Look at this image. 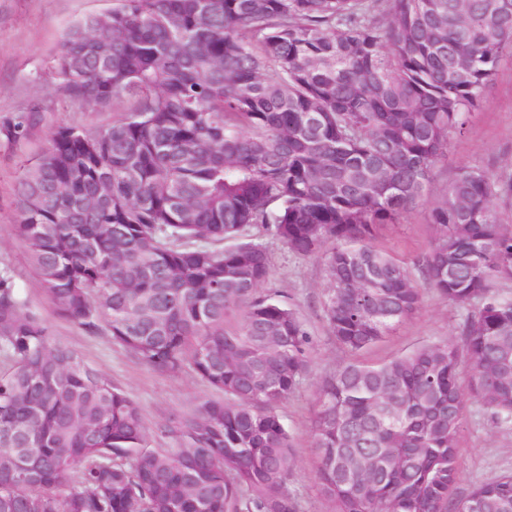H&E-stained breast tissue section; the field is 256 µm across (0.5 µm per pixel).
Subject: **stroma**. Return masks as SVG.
Instances as JSON below:
<instances>
[{
  "label": "stroma",
  "instance_id": "obj_1",
  "mask_svg": "<svg viewBox=\"0 0 512 512\" xmlns=\"http://www.w3.org/2000/svg\"><path fill=\"white\" fill-rule=\"evenodd\" d=\"M115 0H0V125L29 110L40 121L18 140L0 134V272L12 277L28 308L48 324L51 342L77 353L122 388L140 406L147 428L174 412H185L200 398L215 397L213 388L190 369L158 373L141 364L111 336L92 334L60 317L45 292L15 232L17 178L23 164L38 159L51 132L60 126L92 129L118 117L122 105L91 112L64 99L58 90L55 55L69 27L92 14L111 10ZM498 175L512 173V54H505L486 89L481 106L468 117L463 137L454 140L435 167L423 199L398 223L382 224L374 246L403 261L414 278L422 276V261L436 236L431 210L443 200L448 185L466 168ZM260 244L271 257L267 288L283 294L306 323L314 341L309 368L297 390L278 409L295 450L289 488L301 512H330L331 506L314 483L312 417L322 378L349 361L331 335L323 310L327 281L325 254L300 255L278 240L263 236ZM465 307L425 289L419 310L399 323L377 346L361 353V361L377 363L420 346L458 340ZM512 470V429L494 427L483 407L467 400L458 453V493L473 484Z\"/></svg>",
  "mask_w": 512,
  "mask_h": 512
}]
</instances>
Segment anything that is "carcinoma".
<instances>
[{"instance_id":"cac0c4a2","label":"carcinoma","mask_w":512,"mask_h":512,"mask_svg":"<svg viewBox=\"0 0 512 512\" xmlns=\"http://www.w3.org/2000/svg\"><path fill=\"white\" fill-rule=\"evenodd\" d=\"M507 49L512 0H117L71 27L60 93L134 107L52 132L16 185L17 235L59 315L224 398L148 447L136 401L51 345L0 274V512H300L277 408L310 334L263 288L249 231L300 255L332 243V335L351 354L383 341L423 288L373 232L419 203ZM496 200L512 205V173L468 168L431 214L425 285L468 307L460 341L323 378L313 452L332 512H512L511 471L456 492L466 398L512 428V224Z\"/></svg>"}]
</instances>
